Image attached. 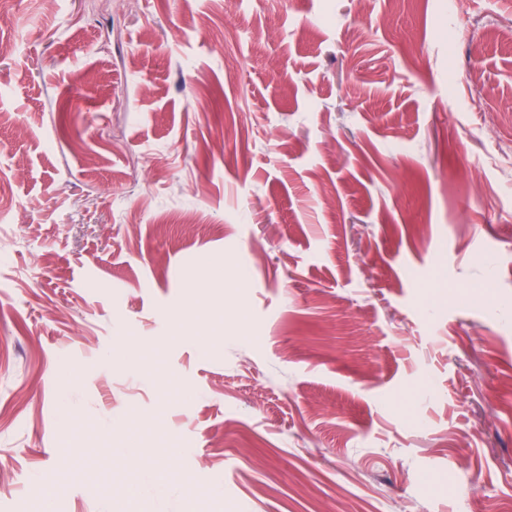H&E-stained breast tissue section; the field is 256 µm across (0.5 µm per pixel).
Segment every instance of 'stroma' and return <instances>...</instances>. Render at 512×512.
Returning <instances> with one entry per match:
<instances>
[{
    "instance_id": "obj_1",
    "label": "stroma",
    "mask_w": 512,
    "mask_h": 512,
    "mask_svg": "<svg viewBox=\"0 0 512 512\" xmlns=\"http://www.w3.org/2000/svg\"><path fill=\"white\" fill-rule=\"evenodd\" d=\"M1 112L0 512H512V0H10ZM123 451L138 468L148 472L150 488L160 490L172 480V474L155 463L153 454L149 448H123Z\"/></svg>"
}]
</instances>
